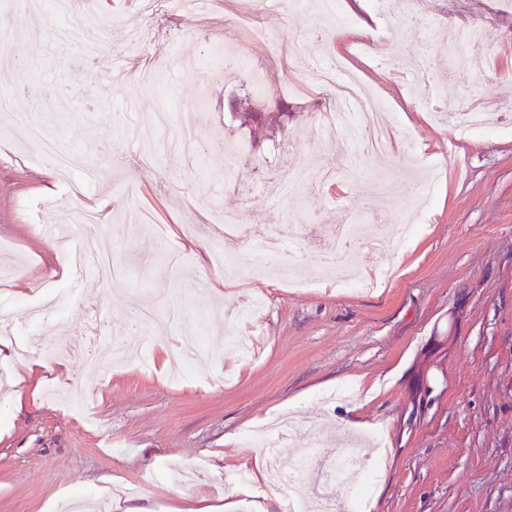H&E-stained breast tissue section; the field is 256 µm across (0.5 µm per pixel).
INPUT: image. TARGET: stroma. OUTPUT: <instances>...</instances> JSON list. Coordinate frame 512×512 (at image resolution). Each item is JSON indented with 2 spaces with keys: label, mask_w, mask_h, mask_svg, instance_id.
Listing matches in <instances>:
<instances>
[{
  "label": "stroma",
  "mask_w": 512,
  "mask_h": 512,
  "mask_svg": "<svg viewBox=\"0 0 512 512\" xmlns=\"http://www.w3.org/2000/svg\"><path fill=\"white\" fill-rule=\"evenodd\" d=\"M337 0L349 24L329 28L316 0H282L278 16L255 11L266 37L243 45L227 72L200 77L213 48L233 40L242 0H217L181 16L156 0H91L87 9L53 0H0V26L41 15L40 30L11 44L10 56L36 64L33 85L17 92L0 68L17 111L42 113L44 139L31 140L0 114V311L14 332L0 338V512H62L75 496L94 501L123 491L139 512H174L206 503L252 512L236 490L256 484L267 512L282 497L266 481L262 422L289 416L295 444L279 460L293 470L305 450L332 460L342 440L377 436L362 512H512V0H413L402 17L388 0ZM374 18L375 33L357 69L390 105L393 148L324 144L314 96L289 94L287 69L318 68L350 57L352 34ZM451 25L480 33L495 56L488 76L458 63L443 38ZM120 60L109 81L84 67L85 42ZM429 62L425 73L388 66L391 44ZM491 102L492 131L458 134L443 102ZM64 123L53 116L59 105ZM200 130L205 150L191 163L170 149L180 126ZM61 140L98 169L97 181L48 168L44 141ZM246 147L250 163L226 165L225 145ZM299 160L311 177L294 194L277 191L281 166ZM232 167L241 192L224 188ZM437 171L430 197L413 200L410 179ZM109 203L108 221L87 242L67 245L42 233L81 210ZM413 208L419 226L395 247L392 275L367 291L316 280L319 252L334 254L338 227L362 223L384 232ZM237 214L246 232L221 241L239 266L228 272L201 227ZM267 236L296 238L286 259L298 286L277 274L254 279L250 254ZM107 248L125 269L102 279L79 265L87 247ZM182 252L178 275L160 256ZM217 288L210 311L188 306L180 322L143 329L139 351L120 364L38 360L24 377L19 350L30 339L51 349L85 333L100 313L104 336L130 333L143 305L193 298L199 282ZM265 310L246 322L249 298ZM259 338L243 365L195 360V374L175 379L171 357L184 329L201 328L220 348L227 328ZM83 388L87 409L61 401L59 389Z\"/></svg>",
  "instance_id": "obj_1"
}]
</instances>
